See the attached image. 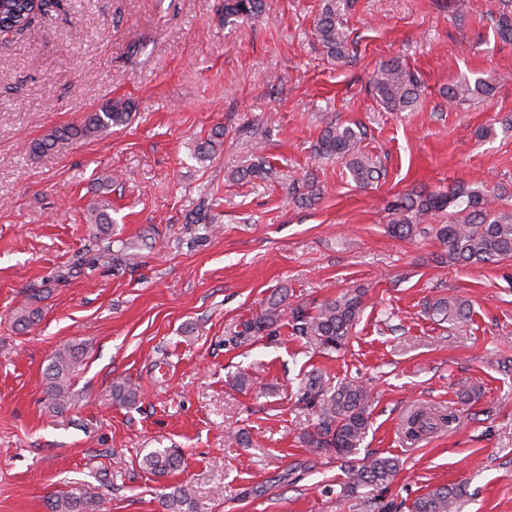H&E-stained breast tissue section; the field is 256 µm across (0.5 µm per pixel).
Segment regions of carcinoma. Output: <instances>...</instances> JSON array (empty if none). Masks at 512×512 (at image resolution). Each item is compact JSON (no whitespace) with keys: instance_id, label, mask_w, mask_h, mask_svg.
Masks as SVG:
<instances>
[{"instance_id":"carcinoma-1","label":"carcinoma","mask_w":512,"mask_h":512,"mask_svg":"<svg viewBox=\"0 0 512 512\" xmlns=\"http://www.w3.org/2000/svg\"><path fill=\"white\" fill-rule=\"evenodd\" d=\"M346 0H325L315 31L326 54L336 60L349 57V35L340 19L341 6ZM55 3V0H0V33H21L32 23L37 12ZM265 10V0H224V22L257 20ZM494 32L503 41H512V8L503 3V9L493 16ZM369 87L379 104L389 112H405L416 106L419 87L415 76L397 60L379 64L372 72ZM492 91L487 81L477 78L471 82L460 80L448 87V101L455 102L475 96H486ZM135 104L130 100L106 103L98 112H89L78 124H69L51 131L43 139L31 144L30 153L39 155L60 151L85 137L99 135L114 126L125 124ZM365 130L359 124L328 123L314 146L317 157L344 161L354 182L369 186L379 179L380 168L363 152ZM454 207L452 222L439 229V235L448 246V259L457 264H486L512 257V211L497 212L488 204V194L476 187L461 186L450 193L420 191L410 193L392 202L391 232L405 237L420 230L427 218ZM364 306V292L359 288L326 300L311 309L304 305L286 306L283 297L273 296L267 307L243 324L231 340L238 341L263 333L273 335L278 324L287 320L293 334L306 339L323 352H339L345 348L352 329L359 321ZM427 313L437 321L465 323L469 310L464 301L442 297L429 303ZM81 345H66L58 349L45 374V394L55 407H61L70 398L72 368ZM116 401L129 403L136 398V389L127 381L113 385ZM366 386L353 380L336 386L326 383L320 375L310 376L299 388V400L316 410L314 431L305 436L310 448L331 452L346 460L349 466V488L386 491L393 484L399 461L392 457H357L361 443L369 429ZM142 465L163 475L181 466V455L175 450L163 449L147 453ZM463 493L460 487H436L418 498L412 512H462ZM189 490L181 487L164 496L165 512H189ZM51 512H94L95 498L88 492H71L49 503Z\"/></svg>"}]
</instances>
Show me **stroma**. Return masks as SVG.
Wrapping results in <instances>:
<instances>
[{
	"label": "stroma",
	"mask_w": 512,
	"mask_h": 512,
	"mask_svg": "<svg viewBox=\"0 0 512 512\" xmlns=\"http://www.w3.org/2000/svg\"><path fill=\"white\" fill-rule=\"evenodd\" d=\"M266 3L227 25L224 0H60L0 35V512H49L50 495L76 488L98 512H164L180 486L191 512H410L457 484L464 512H512V258L450 263L433 232L391 236L387 209L414 189L512 190V43L489 19L501 2L354 0L349 64L316 40L323 0ZM395 58L421 82L415 110L386 111L368 88ZM462 76L492 94L449 105ZM110 99L135 103L127 124L27 154ZM332 121L365 126L382 169L370 187L314 159ZM261 162L269 177L232 180ZM309 177L302 206L289 189ZM102 201L107 241L90 220ZM353 288L365 308L341 351L287 325L228 341L277 290L313 306ZM450 295L469 303L467 323L425 313ZM24 309L41 313L27 329L14 324ZM78 343L70 399L51 408L45 369ZM317 371L368 387L360 451L400 461L389 491L348 492L340 460L305 446L317 415L298 388ZM119 379L135 403L115 402ZM419 409L440 423L415 439L405 420ZM164 448L181 465L153 475L142 459Z\"/></svg>",
	"instance_id": "1"
}]
</instances>
